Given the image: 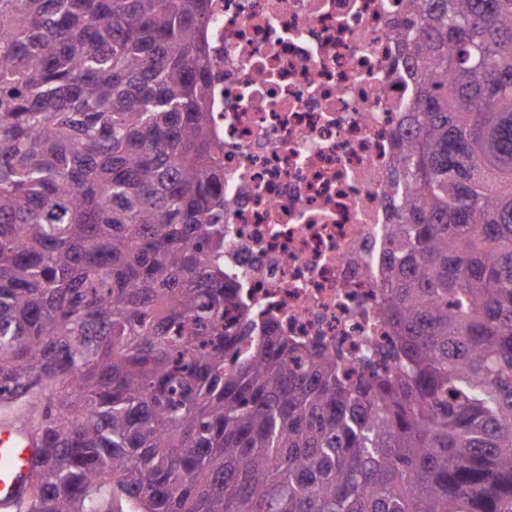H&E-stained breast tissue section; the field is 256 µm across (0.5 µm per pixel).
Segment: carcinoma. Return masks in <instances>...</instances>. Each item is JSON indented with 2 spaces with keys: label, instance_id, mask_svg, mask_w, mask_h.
<instances>
[{
  "label": "carcinoma",
  "instance_id": "carcinoma-1",
  "mask_svg": "<svg viewBox=\"0 0 512 512\" xmlns=\"http://www.w3.org/2000/svg\"><path fill=\"white\" fill-rule=\"evenodd\" d=\"M417 95L355 383L224 324L208 0H0V403L19 512H512V0H400ZM32 455L31 440L19 432V423L0 426V512L14 509L27 478Z\"/></svg>",
  "mask_w": 512,
  "mask_h": 512
}]
</instances>
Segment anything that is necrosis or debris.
Masks as SVG:
<instances>
[{"instance_id": "obj_1", "label": "necrosis or debris", "mask_w": 512, "mask_h": 512, "mask_svg": "<svg viewBox=\"0 0 512 512\" xmlns=\"http://www.w3.org/2000/svg\"><path fill=\"white\" fill-rule=\"evenodd\" d=\"M208 110L224 145V270L267 326L359 380L382 312L399 148L416 96L397 0H208Z\"/></svg>"}]
</instances>
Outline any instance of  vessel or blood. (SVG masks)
I'll use <instances>...</instances> for the list:
<instances>
[{
	"label": "vessel or blood",
	"mask_w": 512,
	"mask_h": 512,
	"mask_svg": "<svg viewBox=\"0 0 512 512\" xmlns=\"http://www.w3.org/2000/svg\"><path fill=\"white\" fill-rule=\"evenodd\" d=\"M33 455L29 436L18 424L0 426V512H13Z\"/></svg>",
	"instance_id": "obj_1"
}]
</instances>
